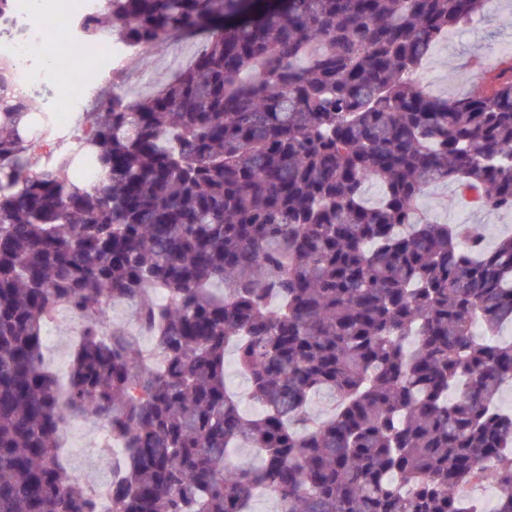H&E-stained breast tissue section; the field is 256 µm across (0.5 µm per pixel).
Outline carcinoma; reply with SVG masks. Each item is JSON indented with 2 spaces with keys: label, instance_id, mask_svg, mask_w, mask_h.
Returning <instances> with one entry per match:
<instances>
[{
  "label": "carcinoma",
  "instance_id": "carcinoma-1",
  "mask_svg": "<svg viewBox=\"0 0 512 512\" xmlns=\"http://www.w3.org/2000/svg\"><path fill=\"white\" fill-rule=\"evenodd\" d=\"M487 2L105 0L87 43L202 47L36 162L55 113L0 79V512H96L62 479L63 415L120 443L106 512H252L266 489L278 512H482L485 482L512 512V235L421 209L449 182L512 213V59L446 99L415 77ZM60 312L83 325L64 387ZM54 334L51 343H46L44 355L54 370L67 366L74 345L73 337L67 325L60 323L57 318L48 326L47 332ZM225 378L228 386L236 391L243 399V406L245 409H251L252 403L248 399L247 393L249 392L248 382L246 377L237 369L234 357L228 353L225 365Z\"/></svg>",
  "mask_w": 512,
  "mask_h": 512
}]
</instances>
